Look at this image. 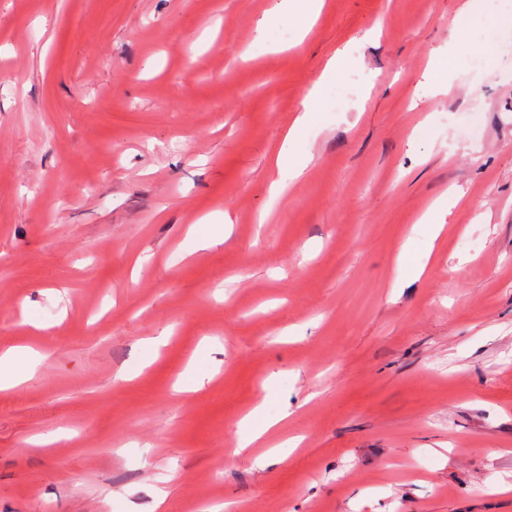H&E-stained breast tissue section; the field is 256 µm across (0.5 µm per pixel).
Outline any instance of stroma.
Returning <instances> with one entry per match:
<instances>
[{
  "mask_svg": "<svg viewBox=\"0 0 512 512\" xmlns=\"http://www.w3.org/2000/svg\"><path fill=\"white\" fill-rule=\"evenodd\" d=\"M276 2L0 0V351L40 355L0 390V512H512V32L491 65L443 52L464 0H325L241 60ZM347 59L348 49H344L334 55L328 61L322 76L304 100L302 112L296 118L292 129L288 132V136L283 142L277 159L279 179L272 184L271 188L274 197H277L287 187L289 180L300 177L311 161V156L308 153L296 155L299 134L305 126L314 121L316 112H320L322 88L326 82L336 79V76L340 75ZM455 205L453 197H443L435 201L429 213L419 224H431V240L433 241L444 225V217L451 207ZM262 406H256L241 421L244 431L241 433L234 453L239 455L257 442L265 432L275 425V421L262 420Z\"/></svg>",
  "mask_w": 512,
  "mask_h": 512,
  "instance_id": "35a3bbf8",
  "label": "stroma"
}]
</instances>
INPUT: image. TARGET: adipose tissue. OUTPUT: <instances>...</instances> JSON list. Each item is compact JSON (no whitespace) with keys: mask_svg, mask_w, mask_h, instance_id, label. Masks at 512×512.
Instances as JSON below:
<instances>
[{"mask_svg":"<svg viewBox=\"0 0 512 512\" xmlns=\"http://www.w3.org/2000/svg\"><path fill=\"white\" fill-rule=\"evenodd\" d=\"M505 29L512 30V14L499 13L492 0H467L457 25L450 31L448 45L452 48L456 47L465 33H473L476 51L489 61L494 54V40L498 32ZM347 59L348 53L344 50L334 55L325 67L320 85L314 86L304 100L303 109L285 138L277 159L279 178L272 185L273 194H280L290 180L300 177L310 162L309 154H301L297 151L299 134L305 126L314 121L320 110L323 83L339 76Z\"/></svg>","mask_w":512,"mask_h":512,"instance_id":"adipose-tissue-1","label":"adipose tissue"}]
</instances>
